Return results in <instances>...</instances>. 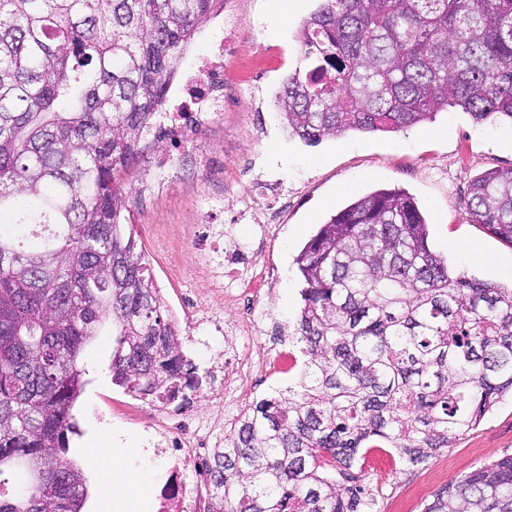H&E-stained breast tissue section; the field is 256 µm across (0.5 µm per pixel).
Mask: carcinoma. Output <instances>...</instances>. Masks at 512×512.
Segmentation results:
<instances>
[{"label": "carcinoma", "instance_id": "obj_1", "mask_svg": "<svg viewBox=\"0 0 512 512\" xmlns=\"http://www.w3.org/2000/svg\"><path fill=\"white\" fill-rule=\"evenodd\" d=\"M224 0H0V512H82L67 462L84 348L115 332L112 384L164 404L203 376L183 351L128 199L142 143ZM276 94L308 144L397 132L449 107L512 123V0H322ZM469 221L512 243V168L470 184ZM288 397L247 406L206 463L211 512H374L353 473L370 448L438 456L512 394V288L429 246L400 189L367 193L295 259ZM13 483L6 497L2 486ZM423 512H512V456Z\"/></svg>", "mask_w": 512, "mask_h": 512}]
</instances>
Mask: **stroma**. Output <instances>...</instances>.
Instances as JSON below:
<instances>
[{
	"label": "stroma",
	"instance_id": "35a3bbf8",
	"mask_svg": "<svg viewBox=\"0 0 512 512\" xmlns=\"http://www.w3.org/2000/svg\"><path fill=\"white\" fill-rule=\"evenodd\" d=\"M272 0H233L225 12L212 15L198 30L183 68L190 69L212 47L216 33L233 16L239 27L242 51L224 75V111L205 132L196 154L216 149L224 153V167H198L191 178L160 181L152 174L162 163L153 147L129 180L134 219L162 297L175 316L188 306L190 290L212 278V268L200 259L194 241L197 212L209 210L210 221L223 230L225 245L248 242L262 254L271 276L264 287L251 290L244 303L225 301L220 314L237 318L251 313L260 330L235 340L254 367L247 395L228 386L222 399L202 397L200 408L209 417L230 423L248 404L286 392L297 372L278 374L262 366V358L278 351L293 352L294 320L302 305L295 258L319 224L355 196L379 187H400L411 194L426 214L434 249L469 276L512 285L504 267L512 265V244L504 242L467 214L468 189L479 174L512 167V141L505 125L474 122L451 108L435 120L394 133L350 132L310 146L291 136L274 104L284 79L293 72L302 52L299 31L317 9L319 0H302L296 10L272 8ZM276 50L279 61L259 63L254 43ZM263 180L275 184L282 196L273 226L260 230L244 213V194ZM463 243L451 251L449 242ZM478 246L482 260L470 259L466 246ZM114 338L104 330L85 349L88 382L73 413L81 434L70 443L68 459L82 470L89 492L84 512H101L103 487L89 466L94 449L104 443L142 445L141 425L157 411L139 402L136 423L122 416L131 396L113 385L109 364ZM512 455V399L504 398L480 425L456 441L453 448L414 468L394 463L388 470L364 466L374 489L377 512H422L434 493L477 466Z\"/></svg>",
	"mask_w": 512,
	"mask_h": 512
}]
</instances>
